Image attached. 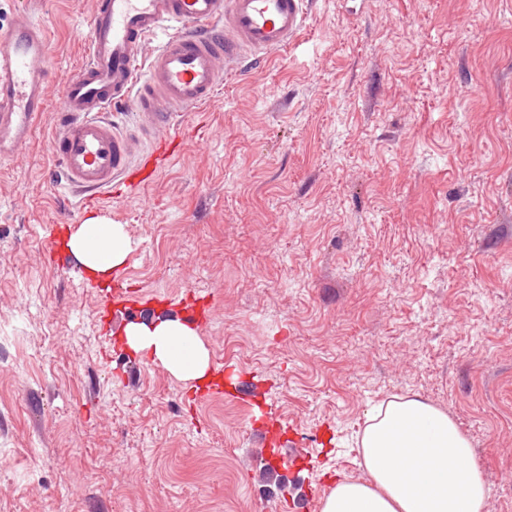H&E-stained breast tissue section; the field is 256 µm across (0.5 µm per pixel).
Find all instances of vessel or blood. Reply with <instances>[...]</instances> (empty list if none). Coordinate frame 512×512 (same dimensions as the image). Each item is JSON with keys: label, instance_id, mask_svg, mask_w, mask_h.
<instances>
[{"label": "vessel or blood", "instance_id": "1", "mask_svg": "<svg viewBox=\"0 0 512 512\" xmlns=\"http://www.w3.org/2000/svg\"><path fill=\"white\" fill-rule=\"evenodd\" d=\"M308 4L95 0L84 58L64 85L48 141L53 164L46 177L72 194L59 222L148 186L161 163L179 155L184 114L214 100L229 66L287 49L306 25ZM51 79L49 31L28 12L18 13L0 26V159L28 143L41 124ZM118 106L138 112L139 132L120 130L112 119Z\"/></svg>", "mask_w": 512, "mask_h": 512}]
</instances>
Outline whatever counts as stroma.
Wrapping results in <instances>:
<instances>
[{
  "instance_id": "35a3bbf8",
  "label": "stroma",
  "mask_w": 512,
  "mask_h": 512,
  "mask_svg": "<svg viewBox=\"0 0 512 512\" xmlns=\"http://www.w3.org/2000/svg\"><path fill=\"white\" fill-rule=\"evenodd\" d=\"M50 36L57 109L92 0H0ZM185 145L120 224L142 300L211 304V370L233 361L310 442L263 473L250 409L114 350L127 320L44 243L60 191L42 123L0 163V512H277L366 473V414L394 395L468 436L490 512H512V0H310L268 63L184 115Z\"/></svg>"
}]
</instances>
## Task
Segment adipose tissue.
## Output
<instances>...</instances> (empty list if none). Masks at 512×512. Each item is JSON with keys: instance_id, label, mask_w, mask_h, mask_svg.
<instances>
[{"instance_id": "1", "label": "adipose tissue", "mask_w": 512, "mask_h": 512, "mask_svg": "<svg viewBox=\"0 0 512 512\" xmlns=\"http://www.w3.org/2000/svg\"><path fill=\"white\" fill-rule=\"evenodd\" d=\"M68 252L86 269L106 274L131 251L120 224H80ZM131 348L151 354L176 378L199 380L210 356L196 332L175 318L132 321ZM366 480L336 483L321 512H489L488 490L468 437L443 409L416 396L381 402L366 415L359 442Z\"/></svg>"}]
</instances>
